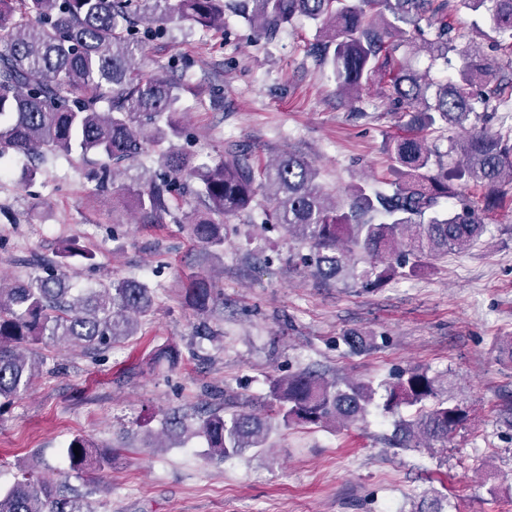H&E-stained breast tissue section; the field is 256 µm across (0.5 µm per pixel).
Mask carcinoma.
<instances>
[{
  "instance_id": "cac0c4a2",
  "label": "carcinoma",
  "mask_w": 512,
  "mask_h": 512,
  "mask_svg": "<svg viewBox=\"0 0 512 512\" xmlns=\"http://www.w3.org/2000/svg\"><path fill=\"white\" fill-rule=\"evenodd\" d=\"M243 18L256 35H271L303 16L325 38L311 47L329 67L337 91L351 99L382 81L392 111L409 134L388 145L395 180L387 191L351 187L348 210L336 205L317 182L318 169L288 153L254 165L231 153L214 166H200L174 141L185 137L180 87L166 77H144L138 56L142 33L165 37L168 23L183 19L208 31L224 27V0H0V160L23 154L31 160L32 184L48 154L99 157L88 179L98 189L115 184L150 149L167 145L158 168L120 186L145 220L188 226L205 254L224 250V218L253 209L257 193L270 209L262 224L278 227L307 245L304 267L325 286L342 283L381 288L415 276L430 259L464 251L487 231L483 217L459 192L461 178L488 188L485 209L498 206L502 186H512V135L486 127L501 106L500 94H484L493 69L483 51L460 49L448 29L447 0H250ZM486 9L490 27L512 52V0H458ZM372 14H367V11ZM457 52L463 64L454 80L431 69ZM429 64L417 68L413 59ZM448 128L462 132V165H450L426 136ZM187 305L202 319L224 303L208 274L183 285ZM153 307V291L136 279L114 280L98 290L76 289L52 262L44 274L0 286V399L9 402L39 375L40 345L80 346L94 354L135 336L139 318ZM349 352L375 347L376 337L351 330L342 337ZM449 381L409 369L394 381L327 379L303 370L271 383L267 418L236 411L193 419L167 417L164 433L180 431L206 441L212 456L226 461L250 448H265L272 421L283 426H346L366 421L381 401L393 421V446H445L466 408L440 393ZM78 451H73V448ZM80 435L66 446L68 469L78 474L110 465L93 456ZM0 512H94L92 501L67 494L51 476L27 474L0 489Z\"/></svg>"
}]
</instances>
